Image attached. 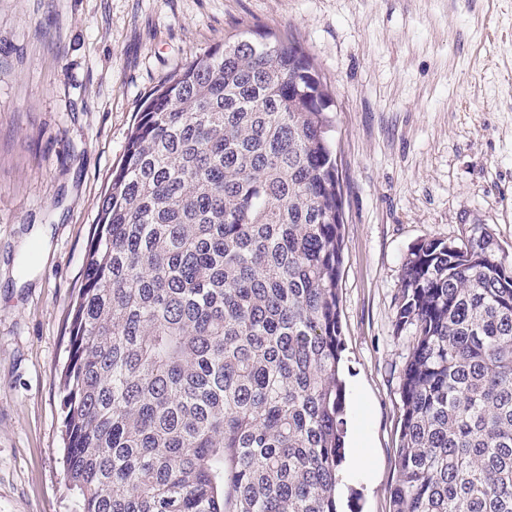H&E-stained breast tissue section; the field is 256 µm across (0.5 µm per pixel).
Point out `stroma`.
Segmentation results:
<instances>
[{"label": "stroma", "mask_w": 512, "mask_h": 512, "mask_svg": "<svg viewBox=\"0 0 512 512\" xmlns=\"http://www.w3.org/2000/svg\"><path fill=\"white\" fill-rule=\"evenodd\" d=\"M293 36L335 101L348 451L339 512H393L409 250L485 227L512 258V0H0V512H73L72 303L151 93L225 38Z\"/></svg>", "instance_id": "stroma-1"}]
</instances>
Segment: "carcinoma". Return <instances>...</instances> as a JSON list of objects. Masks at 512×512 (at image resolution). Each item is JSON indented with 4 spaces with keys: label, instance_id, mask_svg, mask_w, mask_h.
I'll list each match as a JSON object with an SVG mask.
<instances>
[{
    "label": "carcinoma",
    "instance_id": "obj_1",
    "mask_svg": "<svg viewBox=\"0 0 512 512\" xmlns=\"http://www.w3.org/2000/svg\"><path fill=\"white\" fill-rule=\"evenodd\" d=\"M334 99L294 37L157 89L98 207L61 373L76 512H337ZM394 512H512V262L473 227L403 265Z\"/></svg>",
    "mask_w": 512,
    "mask_h": 512
}]
</instances>
